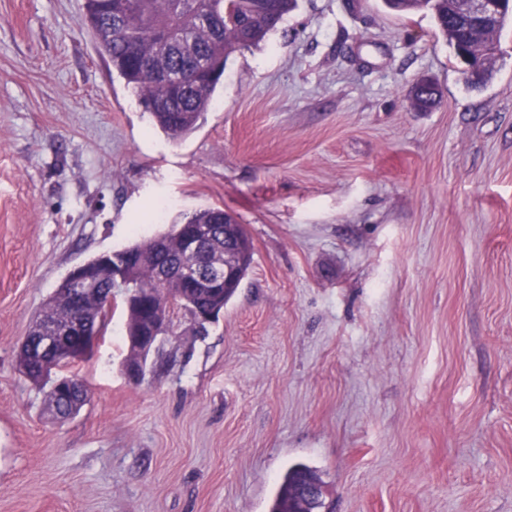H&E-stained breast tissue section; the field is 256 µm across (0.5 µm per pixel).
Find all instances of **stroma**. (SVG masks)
I'll use <instances>...</instances> for the list:
<instances>
[{"instance_id":"obj_1","label":"stroma","mask_w":512,"mask_h":512,"mask_svg":"<svg viewBox=\"0 0 512 512\" xmlns=\"http://www.w3.org/2000/svg\"><path fill=\"white\" fill-rule=\"evenodd\" d=\"M82 0H0V512H512V24L472 89L430 12L299 0L194 131L144 112ZM438 106L412 107L420 80ZM208 206L253 260L140 382L124 289L70 418L18 370L69 272ZM317 482L321 483L316 470L303 464L290 467L279 486L271 512H292L303 509V503L298 496L305 486Z\"/></svg>"}]
</instances>
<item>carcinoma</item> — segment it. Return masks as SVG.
<instances>
[{
	"label": "carcinoma",
	"mask_w": 512,
	"mask_h": 512,
	"mask_svg": "<svg viewBox=\"0 0 512 512\" xmlns=\"http://www.w3.org/2000/svg\"><path fill=\"white\" fill-rule=\"evenodd\" d=\"M384 6L394 12L427 10L440 33L448 41L453 53L465 49L473 61L488 62L480 81L491 74L495 66L494 38L512 21V4H502L496 16L483 23L462 13L460 0H383ZM194 14L178 19V0H142L137 17L127 23L117 16L121 0H84L82 24L94 36L101 53L112 61L113 69L136 93L140 104L156 124L168 135L179 138L192 131L202 114L212 104L220 79L209 81L193 89L186 96L173 99V104L158 105L166 89L149 72L141 68L142 61L151 60L168 70L172 76L192 84L199 68L224 70L229 57L238 50L258 48L277 30L278 26L297 7V0H186ZM178 25L179 47H167L152 37L154 29ZM438 88L432 81H420L412 89V99L419 109L437 103ZM189 224H211L215 238L224 244V238L247 239L243 225L231 212L217 206L199 210L180 224L161 234L164 239H175ZM252 261L246 255L224 291L213 294L204 289L179 288L176 283L161 287L159 270L155 265L139 268L126 285L128 291L139 293L147 302L142 312L155 306H167L169 298L178 299V305L187 313L193 308L221 312L234 297L245 279ZM108 309L94 308L85 319L91 334L100 336L107 325ZM72 317L69 305L46 304L37 320L61 325ZM320 481L316 470L297 464L288 469L274 499L271 512H299L303 503L299 495L309 484Z\"/></svg>",
	"instance_id": "1"
}]
</instances>
